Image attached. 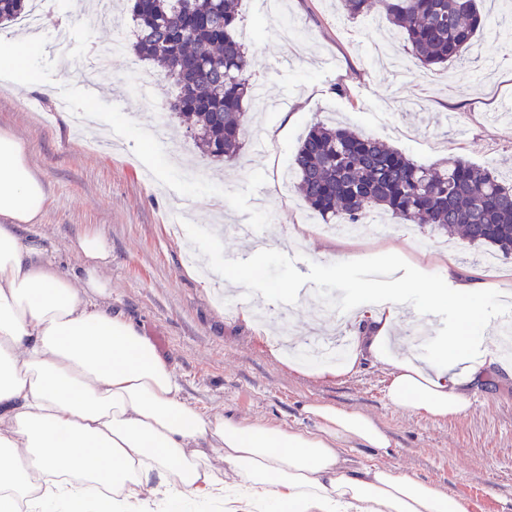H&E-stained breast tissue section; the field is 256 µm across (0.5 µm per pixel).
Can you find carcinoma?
<instances>
[{"label": "carcinoma", "instance_id": "cac0c4a2", "mask_svg": "<svg viewBox=\"0 0 512 512\" xmlns=\"http://www.w3.org/2000/svg\"><path fill=\"white\" fill-rule=\"evenodd\" d=\"M349 18L384 15L425 67L459 58L487 24L477 0H341ZM29 0H0V25L28 13ZM133 51L180 86L173 109L198 148L231 161L248 133L254 66L237 34L238 0H126ZM306 207L327 224H363L391 214L440 235L458 234L490 253L512 254V182L450 157L424 167L383 141L315 123L293 158Z\"/></svg>", "mask_w": 512, "mask_h": 512}]
</instances>
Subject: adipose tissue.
Returning a JSON list of instances; mask_svg holds the SVG:
<instances>
[{"mask_svg": "<svg viewBox=\"0 0 512 512\" xmlns=\"http://www.w3.org/2000/svg\"><path fill=\"white\" fill-rule=\"evenodd\" d=\"M40 44L31 35L0 41V73L29 83ZM46 199L23 143L0 130V512H130L143 495L161 497L168 512L213 502L237 512H467L463 499L409 474L349 465L343 444L391 446L362 412L314 403V428L295 430L213 417L187 401L173 366L113 311L97 273L109 256L102 238L78 240L86 264L77 280L25 234ZM489 294L464 279L426 298L456 304L466 323ZM401 295L392 289L361 316L343 359L315 373L338 379L369 359L388 369L392 405L458 417L497 352L452 336L427 359L398 356L391 332ZM215 453L223 469L212 467Z\"/></svg>", "mask_w": 512, "mask_h": 512, "instance_id": "1", "label": "adipose tissue"}]
</instances>
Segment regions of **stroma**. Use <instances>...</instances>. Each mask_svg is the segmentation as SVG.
Instances as JSON below:
<instances>
[{
  "label": "stroma",
  "instance_id": "1",
  "mask_svg": "<svg viewBox=\"0 0 512 512\" xmlns=\"http://www.w3.org/2000/svg\"><path fill=\"white\" fill-rule=\"evenodd\" d=\"M480 7L491 25L471 53L431 70L409 59L411 73L400 82L370 52L378 43L405 54L385 17L347 19L339 0H240L238 34L255 61L252 77L268 84L275 104L249 112L239 156L221 164L200 155L171 111L174 83L134 56L129 15L113 11L106 30H89L73 0H45L35 83L0 87V129L24 142L45 184L47 204L30 236L76 275L77 241L88 234L104 240L113 310L174 366L185 399L214 416L299 430L312 428L305 408L313 403L364 412L386 430L391 448L348 445L350 465L387 466L436 484L467 500L471 512H512V357L489 367L468 395L469 409L451 420L390 404L388 371L372 362L338 380L297 371L272 334L287 329L301 345L336 329L351 334L352 319L320 314L310 283L289 306L259 295L248 306L224 299L228 281L199 274L178 220L191 201L193 222L218 236L229 259L253 252L236 232L243 222L254 226L261 247L290 256L304 274L310 263L342 255L392 253L425 273L453 266L512 300V256L488 270L480 248L395 217L388 235L369 225L353 236L317 232L319 216L286 178L300 140L320 120L426 166L454 155L512 176V0ZM59 25L71 31L64 58L53 49ZM103 42L121 48L91 96L81 69ZM59 97L69 113L56 111ZM441 326L400 315L394 344L402 355H420Z\"/></svg>",
  "mask_w": 512,
  "mask_h": 512
}]
</instances>
